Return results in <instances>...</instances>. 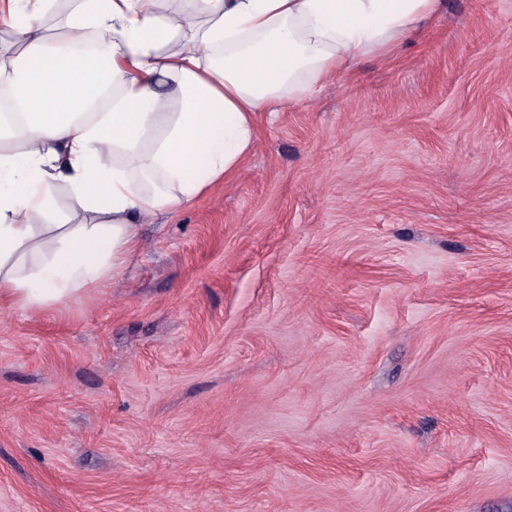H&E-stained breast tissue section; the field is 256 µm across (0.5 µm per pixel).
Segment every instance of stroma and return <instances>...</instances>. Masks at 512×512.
Returning <instances> with one entry per match:
<instances>
[{"instance_id":"35a3bbf8","label":"stroma","mask_w":512,"mask_h":512,"mask_svg":"<svg viewBox=\"0 0 512 512\" xmlns=\"http://www.w3.org/2000/svg\"><path fill=\"white\" fill-rule=\"evenodd\" d=\"M139 233L0 309V512H512V0H439Z\"/></svg>"}]
</instances>
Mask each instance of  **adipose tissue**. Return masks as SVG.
I'll return each instance as SVG.
<instances>
[{
	"label": "adipose tissue",
	"mask_w": 512,
	"mask_h": 512,
	"mask_svg": "<svg viewBox=\"0 0 512 512\" xmlns=\"http://www.w3.org/2000/svg\"><path fill=\"white\" fill-rule=\"evenodd\" d=\"M0 0V304L39 312L122 279L137 225L237 173L256 116L390 53L438 0ZM69 205L59 208L58 191Z\"/></svg>",
	"instance_id": "adipose-tissue-1"
}]
</instances>
